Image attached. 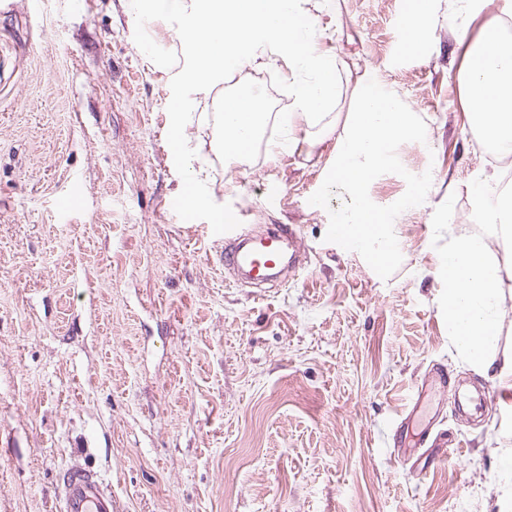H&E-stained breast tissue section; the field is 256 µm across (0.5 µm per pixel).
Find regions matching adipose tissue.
Instances as JSON below:
<instances>
[{
  "label": "adipose tissue",
  "instance_id": "1",
  "mask_svg": "<svg viewBox=\"0 0 512 512\" xmlns=\"http://www.w3.org/2000/svg\"><path fill=\"white\" fill-rule=\"evenodd\" d=\"M464 59L461 83L472 123L499 151L511 153L512 49L504 47L486 25ZM267 118L251 92L226 95L221 142L225 158L246 161ZM495 186V181H487V194L478 205L486 235L449 234L444 268L448 332L458 349L482 370L491 365L489 352L499 334V298L512 279V249L495 253L486 242L490 235L512 240V194L494 195Z\"/></svg>",
  "mask_w": 512,
  "mask_h": 512
}]
</instances>
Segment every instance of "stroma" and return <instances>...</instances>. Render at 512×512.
<instances>
[{"instance_id":"1","label":"stroma","mask_w":512,"mask_h":512,"mask_svg":"<svg viewBox=\"0 0 512 512\" xmlns=\"http://www.w3.org/2000/svg\"><path fill=\"white\" fill-rule=\"evenodd\" d=\"M503 6L470 19L436 0L402 55V0H304L339 76L327 124L343 129L372 78L429 132L397 150L432 185L396 219L402 263L385 280L325 239L345 194L309 204L335 139L240 165L219 147L233 85L193 94L185 137L211 198L250 228L297 231L304 269L270 288L236 282L223 235L173 210L175 71L136 45L130 0L0 11V512H59L74 465L119 512H512V288L483 371L448 334L442 275L448 228L483 234L476 193L504 173L478 154L457 79L462 36ZM437 369L447 460L424 470L393 435ZM457 384L498 398L465 418Z\"/></svg>"}]
</instances>
